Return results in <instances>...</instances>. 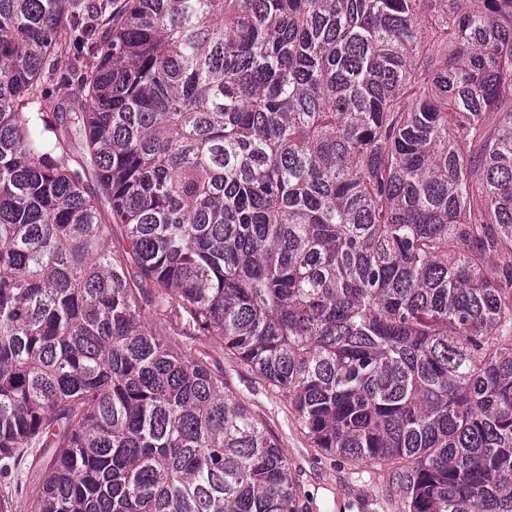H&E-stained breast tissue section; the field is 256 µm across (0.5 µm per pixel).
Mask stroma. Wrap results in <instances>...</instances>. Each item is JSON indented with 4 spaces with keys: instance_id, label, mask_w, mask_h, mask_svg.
Returning a JSON list of instances; mask_svg holds the SVG:
<instances>
[{
    "instance_id": "1",
    "label": "stroma",
    "mask_w": 512,
    "mask_h": 512,
    "mask_svg": "<svg viewBox=\"0 0 512 512\" xmlns=\"http://www.w3.org/2000/svg\"><path fill=\"white\" fill-rule=\"evenodd\" d=\"M89 51L72 47L54 57L41 75L52 103L72 106L80 63L91 62ZM208 350L224 371V389L246 403L276 437L288 466L305 497L307 512H401L397 487L375 475L372 467L354 465L311 448L299 429L288 400L261 380L250 367L224 350V342L209 338Z\"/></svg>"
}]
</instances>
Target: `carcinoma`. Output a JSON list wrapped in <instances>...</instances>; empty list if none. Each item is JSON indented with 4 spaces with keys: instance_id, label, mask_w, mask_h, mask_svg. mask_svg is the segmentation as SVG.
Returning a JSON list of instances; mask_svg holds the SVG:
<instances>
[{
    "instance_id": "1",
    "label": "carcinoma",
    "mask_w": 512,
    "mask_h": 512,
    "mask_svg": "<svg viewBox=\"0 0 512 512\" xmlns=\"http://www.w3.org/2000/svg\"><path fill=\"white\" fill-rule=\"evenodd\" d=\"M88 8L52 125L40 75ZM149 309L404 512H512V0H0V484L26 512H305Z\"/></svg>"
}]
</instances>
